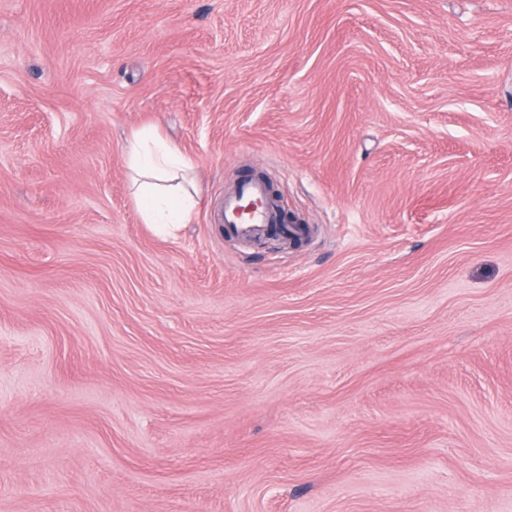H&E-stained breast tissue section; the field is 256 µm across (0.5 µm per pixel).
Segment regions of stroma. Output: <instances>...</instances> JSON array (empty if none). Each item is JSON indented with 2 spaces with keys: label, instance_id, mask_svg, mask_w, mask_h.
Here are the masks:
<instances>
[{
  "label": "stroma",
  "instance_id": "1",
  "mask_svg": "<svg viewBox=\"0 0 512 512\" xmlns=\"http://www.w3.org/2000/svg\"><path fill=\"white\" fill-rule=\"evenodd\" d=\"M0 512H512V0H0ZM126 156L144 224H188L198 204L185 189L192 166L181 151L156 132L140 130L128 139ZM265 196L264 184L252 181L244 186L241 197H225L222 219L226 228L243 238H254L262 234L271 222L270 213L264 204Z\"/></svg>",
  "mask_w": 512,
  "mask_h": 512
}]
</instances>
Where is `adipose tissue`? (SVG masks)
I'll return each mask as SVG.
<instances>
[{
    "label": "adipose tissue",
    "mask_w": 512,
    "mask_h": 512,
    "mask_svg": "<svg viewBox=\"0 0 512 512\" xmlns=\"http://www.w3.org/2000/svg\"><path fill=\"white\" fill-rule=\"evenodd\" d=\"M128 165L136 174L134 199L144 223L185 224L197 207L185 181L191 165L156 132H134L126 144Z\"/></svg>",
    "instance_id": "1"
}]
</instances>
